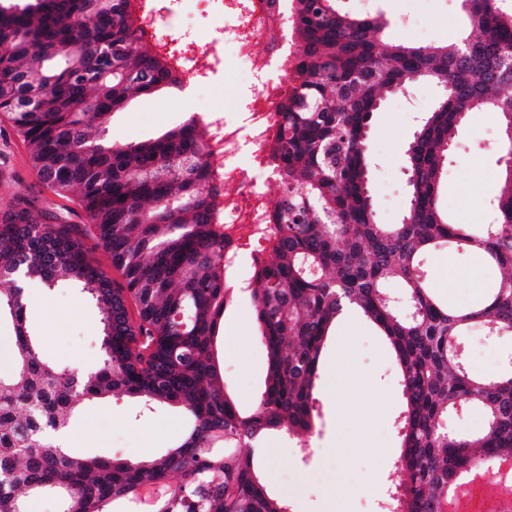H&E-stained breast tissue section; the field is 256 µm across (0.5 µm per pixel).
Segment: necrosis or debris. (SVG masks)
Returning a JSON list of instances; mask_svg holds the SVG:
<instances>
[{
	"label": "necrosis or debris",
	"mask_w": 512,
	"mask_h": 512,
	"mask_svg": "<svg viewBox=\"0 0 512 512\" xmlns=\"http://www.w3.org/2000/svg\"><path fill=\"white\" fill-rule=\"evenodd\" d=\"M242 15L234 27L237 52L226 59L217 40L197 36L180 41L172 51L175 64L190 72L197 86L216 82L218 72H229L237 61L261 78L253 85L244 112L237 119L211 112L205 118L215 142L212 166L216 177L230 189L232 197L224 205V258L233 268L243 261H255L254 246L261 226L256 216L268 208L264 186L273 176L260 160L264 134L277 119L276 105L283 89L268 79L270 70H282L293 58L296 45L289 38L290 16L287 0H243Z\"/></svg>",
	"instance_id": "obj_1"
}]
</instances>
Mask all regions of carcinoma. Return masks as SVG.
<instances>
[{
	"instance_id": "1",
	"label": "carcinoma",
	"mask_w": 512,
	"mask_h": 512,
	"mask_svg": "<svg viewBox=\"0 0 512 512\" xmlns=\"http://www.w3.org/2000/svg\"><path fill=\"white\" fill-rule=\"evenodd\" d=\"M297 46L266 161L281 188L268 256L253 267L256 321L268 356L264 391L241 412L214 347L233 301L216 224L224 183L213 173L204 124L187 120L157 139H92L129 101L179 87L183 73L142 34L131 0L0 3V112L31 151L37 177L74 194L87 223L46 224L21 209L0 222V322L14 332L12 370L0 374V512L54 493L63 512H116L143 493L172 489L153 512H288L254 468L265 435L313 430L324 346L336 321L358 311L389 340L403 408L391 512H442L478 463L512 458V353L492 379L472 374L453 340L479 327L512 336V150L504 143L494 217L453 224L439 204L441 174L461 129L495 112L512 129V12L500 0H464L470 32L448 42L388 43L377 17L336 0H288ZM416 81L435 100L407 145L409 203L398 224L377 221L368 127L384 98ZM40 93L38 111L23 99ZM110 254L124 283L95 264L83 238ZM495 274L466 307L431 286L423 261L440 243ZM51 290L82 287L103 314L94 371L47 360L27 322L17 273ZM397 284L403 313L386 298ZM123 394L144 411L177 404L190 417L163 454L81 456L64 445L84 404ZM481 410L485 430H448L457 407Z\"/></svg>"
}]
</instances>
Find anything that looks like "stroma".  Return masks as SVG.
Returning a JSON list of instances; mask_svg holds the SVG:
<instances>
[{
    "instance_id": "stroma-1",
    "label": "stroma",
    "mask_w": 512,
    "mask_h": 512,
    "mask_svg": "<svg viewBox=\"0 0 512 512\" xmlns=\"http://www.w3.org/2000/svg\"><path fill=\"white\" fill-rule=\"evenodd\" d=\"M372 13L384 18V38L391 43L453 39L466 21L463 0H373ZM254 82L243 70L177 107L169 104L173 93L168 88L137 97L113 114L104 139L141 142L182 124L193 113L243 109ZM437 96L436 88L416 82L407 92L389 97L372 115L369 163L380 223H399L405 213V149ZM503 138L504 129L492 114H474L465 123L442 180L440 202L449 221L488 223L502 173L496 147ZM22 208L38 219L56 215L71 224L86 221L74 196L56 194L39 180L28 146L0 113V219ZM453 262L455 274L440 295L453 305L466 306L475 298L473 274L486 281L492 274L478 271L477 260L466 253L454 254ZM26 302L29 323L47 359L84 371L99 365L102 315L85 294L62 284L27 296ZM463 341L470 369L487 378L512 352V338L490 340L480 329L469 331ZM217 348L230 393L242 411H251L264 389L268 361L248 292L237 291L225 310ZM316 397L312 454L300 457L295 439L273 434L264 442L265 452L254 457L257 468L273 492L288 498L291 512H381L399 454L394 419L402 395L391 349L362 315L350 313L337 322L323 353ZM137 411L136 402L125 396L86 406L73 420L71 448L104 457L151 456L178 442L189 426L188 414L175 404L161 405L142 417Z\"/></svg>"
}]
</instances>
